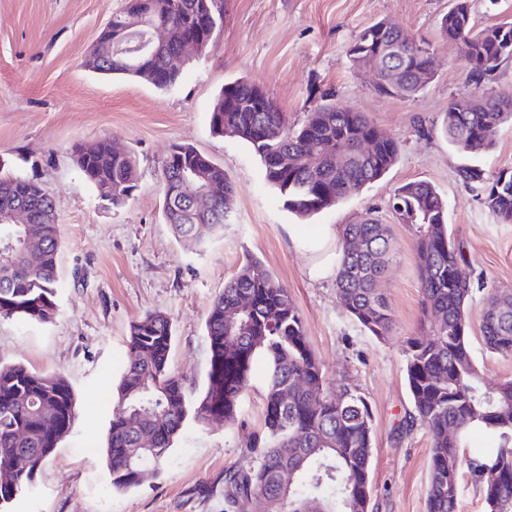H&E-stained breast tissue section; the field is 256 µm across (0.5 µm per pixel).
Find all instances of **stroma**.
I'll use <instances>...</instances> for the list:
<instances>
[{
  "label": "stroma",
  "instance_id": "1",
  "mask_svg": "<svg viewBox=\"0 0 512 512\" xmlns=\"http://www.w3.org/2000/svg\"><path fill=\"white\" fill-rule=\"evenodd\" d=\"M453 0H224V26L207 53H190L179 84L160 91L140 80L90 72L84 61L125 0H0V161L38 183L61 224L60 312L40 325L0 319V362L61 372L79 417L20 497L22 512H224V475L238 465L249 435L264 430L261 390L248 393L235 425L187 424L168 465L117 492L109 483L106 436L112 386L128 358L130 326L151 312L174 327L170 367L186 393L206 386L204 321L213 298L248 257L284 284L312 350L331 383L364 395L373 416L369 512H426L428 431L405 427L412 404L405 348L422 319L414 238L389 209L399 186L431 183L444 198L452 237L463 245L474 282L469 348L487 383L512 379V357L487 350L480 317L490 294L512 292V223L484 205L485 185L462 170L493 177L512 168V121L491 151L462 153L442 132L451 98L470 95V63L443 40L441 17ZM399 26L430 44L433 79L410 98L377 91L372 70L346 54L364 26ZM260 85L291 124L329 95L366 112L396 138L400 154L380 180L309 217L288 212L266 182L259 157L232 136L211 132L209 112L224 83ZM102 137L138 162V189L121 208L103 204L76 164L77 144ZM194 145L222 164L235 185L223 233L199 227V244L178 242L162 213V168L172 143ZM377 218L392 230L379 289L393 313L391 335L368 333L339 304L334 279L312 280L309 253L295 238ZM92 454H84V447Z\"/></svg>",
  "mask_w": 512,
  "mask_h": 512
}]
</instances>
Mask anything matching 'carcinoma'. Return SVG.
Segmentation results:
<instances>
[{
	"mask_svg": "<svg viewBox=\"0 0 512 512\" xmlns=\"http://www.w3.org/2000/svg\"><path fill=\"white\" fill-rule=\"evenodd\" d=\"M149 20L172 29L168 42L149 60L141 76L124 58L105 51L86 67L102 75L143 80L169 90L181 80L185 60L179 42L201 34V50L215 42L224 22V0H144ZM512 20L474 29L469 0H454L439 28L454 39L471 64L473 95L464 104L452 98L444 133L460 152L494 146L500 125L512 121V94L488 96L486 76L509 58L500 30ZM400 28L363 27L347 50L351 62L383 44H394ZM417 44L406 61L384 59L386 76L397 75L392 96L411 97L422 84L414 68L423 64ZM217 135L246 142L260 157L265 180L276 188L288 211L302 218L335 206L376 182L395 164L400 143L379 130L360 111L340 112L327 102L307 114L299 127L288 126L262 87L240 77L224 84L209 116ZM336 145V151L328 150ZM84 159L80 170L96 189L112 185L109 204L121 208L138 188L137 161L111 149L107 138L76 146ZM197 168L212 189L209 206L189 204L191 191L164 187L163 212L175 235L200 243L198 225L216 231L229 217L235 193L224 166L193 145L174 144L164 175ZM484 204L502 223H512V170H502L487 187ZM390 206L400 224L414 235L416 266L421 271L425 334L407 340L405 375L412 400L409 423L430 434L427 512H459V476L467 472L481 492L485 512H512V379L488 386L468 343L467 305L473 290L463 247L448 236L446 203L428 182L398 187ZM22 209L29 224H0V318L46 324L60 308L57 300V254L60 225L52 198L18 174L0 170V212ZM41 244L30 249L28 239ZM343 254L335 277L343 309L371 335H390L393 314L376 282L390 250L385 224L372 218L347 224ZM487 348L512 356V296L491 298L481 317ZM209 345L207 386L194 401L181 379L169 371L172 322L153 312L131 325L129 361L112 391L106 460L112 489L141 484L140 472L168 463L186 420L233 424L241 401L253 387L255 364L263 362L264 425L262 435L247 439L243 463L225 473L224 512H247L253 497L266 501L267 512H368L373 451L372 414L368 401L347 385L335 386L309 344L303 321L288 289L249 259L213 300L206 319ZM77 419L73 388L59 373L43 374L21 365L0 364V512L29 492L37 473L54 454ZM455 434L448 436V427ZM493 448L479 455L462 451L473 429ZM141 432L153 435L154 448L133 457ZM293 474L290 487L278 475Z\"/></svg>",
	"mask_w": 512,
	"mask_h": 512,
	"instance_id": "1",
	"label": "carcinoma"
}]
</instances>
